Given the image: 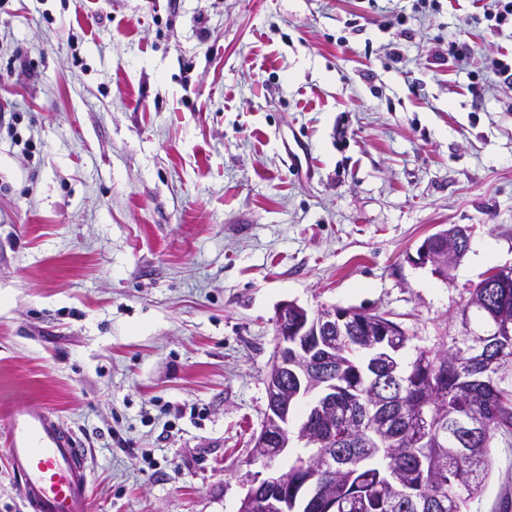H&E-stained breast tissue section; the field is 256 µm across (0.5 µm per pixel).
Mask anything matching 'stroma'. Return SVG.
Listing matches in <instances>:
<instances>
[{
  "mask_svg": "<svg viewBox=\"0 0 512 512\" xmlns=\"http://www.w3.org/2000/svg\"><path fill=\"white\" fill-rule=\"evenodd\" d=\"M491 0H0V406L92 512H238L276 313L415 347L512 266V27ZM454 225L448 276L416 264ZM469 512L512 497V436Z\"/></svg>",
  "mask_w": 512,
  "mask_h": 512,
  "instance_id": "1",
  "label": "stroma"
}]
</instances>
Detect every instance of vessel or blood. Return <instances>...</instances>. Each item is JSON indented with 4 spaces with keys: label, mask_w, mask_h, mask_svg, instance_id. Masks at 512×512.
<instances>
[{
    "label": "vessel or blood",
    "mask_w": 512,
    "mask_h": 512,
    "mask_svg": "<svg viewBox=\"0 0 512 512\" xmlns=\"http://www.w3.org/2000/svg\"><path fill=\"white\" fill-rule=\"evenodd\" d=\"M7 423V459L31 512H89V466L73 434L44 411L15 409Z\"/></svg>",
    "instance_id": "vessel-or-blood-1"
}]
</instances>
